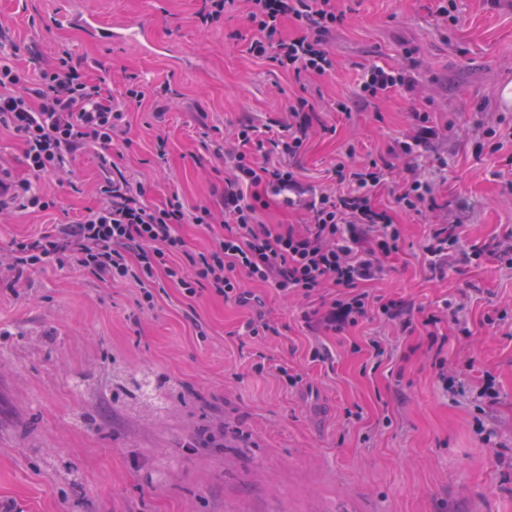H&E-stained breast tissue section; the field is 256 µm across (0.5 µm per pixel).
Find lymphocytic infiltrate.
<instances>
[{
    "mask_svg": "<svg viewBox=\"0 0 512 512\" xmlns=\"http://www.w3.org/2000/svg\"><path fill=\"white\" fill-rule=\"evenodd\" d=\"M246 19L251 30L247 50L253 58L299 81L335 73L336 54L326 37L345 20L336 0H251ZM290 22L295 28L289 33L285 26ZM411 86L405 67L373 65L364 71L354 95L337 99L335 109L355 112L389 90ZM168 93L167 86L148 87L132 80L117 102L104 81L89 79L69 52L21 67L0 42V131L21 142L27 171L19 178L0 167V211L12 205L53 209L54 200L39 190V183L72 175L83 150H99L104 172L97 187L103 202L96 210L13 242L0 252V270L19 280L52 259L104 282H136L139 305L148 309L154 305L151 285L162 272L187 297L206 288L224 301L252 306L255 316L248 332L255 337L265 335L270 324L260 297L245 288V281L306 299L330 287L333 296L320 308L303 311V322L339 333L373 311L399 322L410 334L427 328L431 344L445 345V337L435 329L445 321L458 323L455 310L419 317L406 303L383 299L368 289L382 279L401 238L400 225L372 204L388 176L395 171L401 176L395 202L402 210L418 212L435 203L434 183L415 164L417 151L436 136L428 113L412 112L411 133L395 140L384 156L357 164L353 152H345L332 167L333 187L315 189L303 184L297 159L320 122V106L297 95L286 105L277 129L262 130L244 119L215 146L224 174L214 187V202L189 206L174 192L165 204L155 206L148 202L144 184L113 161L112 150L131 144L127 113L138 111L147 97ZM272 195L306 210L308 224L298 228L265 223L263 211ZM187 222L209 231L218 226L222 232L211 248L196 253L180 233ZM459 225L456 218L438 225L426 242L434 276L444 277L458 258L475 265L494 258L512 266V257L493 246L464 251ZM186 265L192 277H183Z\"/></svg>",
    "mask_w": 512,
    "mask_h": 512,
    "instance_id": "obj_1",
    "label": "lymphocytic infiltrate"
}]
</instances>
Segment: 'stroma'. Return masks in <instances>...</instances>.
Returning a JSON list of instances; mask_svg holds the SVG:
<instances>
[{
    "label": "stroma",
    "mask_w": 512,
    "mask_h": 512,
    "mask_svg": "<svg viewBox=\"0 0 512 512\" xmlns=\"http://www.w3.org/2000/svg\"><path fill=\"white\" fill-rule=\"evenodd\" d=\"M346 19L328 37L336 73L311 82L321 95L324 133L301 165L312 184L327 181L337 157L356 162L385 153L409 128L410 113H429L439 134L420 168L438 183L437 207L406 213L394 204L391 175L374 205L403 228L399 251L373 294L424 312L463 303L471 330L450 323L437 333L458 377L455 391L438 379L425 331L404 333L377 315L339 335L308 327L295 299L252 284L274 327L248 336V308L210 293L185 297L164 274L155 306L140 307V289L45 263L22 286L0 272V504L18 512H512V326L485 324L493 309L512 315V268L457 263L433 278L424 251L431 225L467 208L463 247H512V146L479 150L476 124L512 126L502 92L512 85V0L488 7L457 0V25L439 26V0H336ZM201 0H0V24L19 45L50 60L64 47L91 77H106L121 96L126 76L170 84L169 101L130 113L131 147L118 164L141 180L151 203L178 192L187 204L208 202L220 160L207 145L239 119L279 118L299 83L251 58L247 0H230L223 26L203 30ZM69 12L112 25L146 24L158 45L103 41L67 25ZM407 63L413 92L391 91L376 105L344 115L337 98L353 95L371 65ZM167 141L157 154V137ZM102 171L83 153L72 183L45 180L54 198L46 212L15 211L0 222V249L98 206ZM379 340L383 357L368 343ZM328 362L312 361L313 346ZM154 370L181 392L159 418L113 402L112 363ZM301 375L290 387L277 366ZM87 385L74 391L75 376ZM493 384L495 398L484 397ZM223 444L192 451L198 429Z\"/></svg>",
    "instance_id": "35a3bbf8"
}]
</instances>
